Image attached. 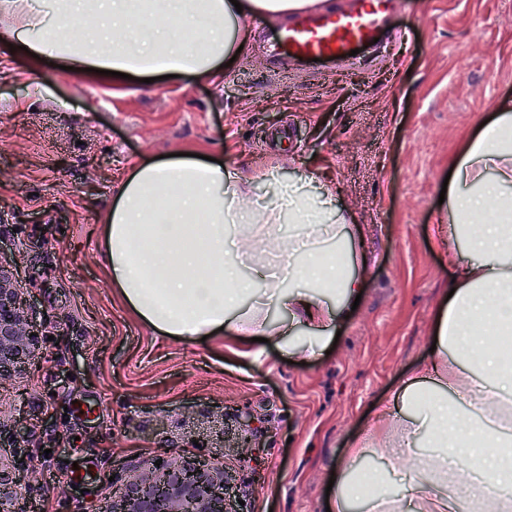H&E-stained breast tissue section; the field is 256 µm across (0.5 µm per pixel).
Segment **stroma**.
Instances as JSON below:
<instances>
[{
  "mask_svg": "<svg viewBox=\"0 0 512 512\" xmlns=\"http://www.w3.org/2000/svg\"><path fill=\"white\" fill-rule=\"evenodd\" d=\"M275 25L244 20L247 53L195 82L115 86L0 42V263L42 325L35 364L0 382L29 512H95L136 460L197 454L233 475L238 512H326L354 437L429 360L448 282L430 232L462 135L512 96V0H405L370 66L286 79L254 35ZM174 152L254 176L258 204L304 178L354 212L366 282L329 353L292 364L271 343L170 340L120 300L105 214L132 164Z\"/></svg>",
  "mask_w": 512,
  "mask_h": 512,
  "instance_id": "obj_1",
  "label": "stroma"
}]
</instances>
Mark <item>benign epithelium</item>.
Masks as SVG:
<instances>
[{
	"instance_id": "1",
	"label": "benign epithelium",
	"mask_w": 512,
	"mask_h": 512,
	"mask_svg": "<svg viewBox=\"0 0 512 512\" xmlns=\"http://www.w3.org/2000/svg\"><path fill=\"white\" fill-rule=\"evenodd\" d=\"M35 322L12 271L0 264V381L22 375L36 346ZM224 467L204 458L147 460L128 470L122 491L98 512H228Z\"/></svg>"
}]
</instances>
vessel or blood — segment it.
<instances>
[{
	"label": "vessel or blood",
	"instance_id": "1",
	"mask_svg": "<svg viewBox=\"0 0 512 512\" xmlns=\"http://www.w3.org/2000/svg\"><path fill=\"white\" fill-rule=\"evenodd\" d=\"M398 0H355L348 10H309L293 25L264 34L272 65L288 73L292 64L330 65L338 61L360 63L388 40L390 15Z\"/></svg>",
	"mask_w": 512,
	"mask_h": 512
}]
</instances>
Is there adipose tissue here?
Wrapping results in <instances>:
<instances>
[{
	"label": "adipose tissue",
	"instance_id": "obj_1",
	"mask_svg": "<svg viewBox=\"0 0 512 512\" xmlns=\"http://www.w3.org/2000/svg\"><path fill=\"white\" fill-rule=\"evenodd\" d=\"M319 0H0L9 23L0 38L61 65L128 75L166 74L196 81L215 75L246 44L241 22L291 13ZM447 223L434 245L446 258L455 292L437 313L436 348L391 396L377 427L336 468L335 512L368 498L372 512H459L461 498L493 501L512 512V452L503 436L512 405V371L486 352L474 322L483 318L512 336V98L499 100L490 124L468 135L449 164ZM250 181L240 171L196 157L132 165L104 220L103 246L112 286L139 319L182 341L224 333L245 344L263 336L289 355L324 349L364 287L324 258L337 241H362L352 210L333 194L284 185L277 205H246ZM293 225L283 244L286 273L254 268L260 286L241 280L243 236ZM284 312L268 322V308ZM312 341L291 343L297 328ZM434 397L420 412L421 389ZM479 407L482 420L448 421V394ZM395 428L403 441L425 435L436 450L414 462L403 499L365 496L353 468L363 446ZM469 464L449 467V451ZM495 470L496 486L479 475Z\"/></svg>",
	"mask_w": 512,
	"mask_h": 512
}]
</instances>
